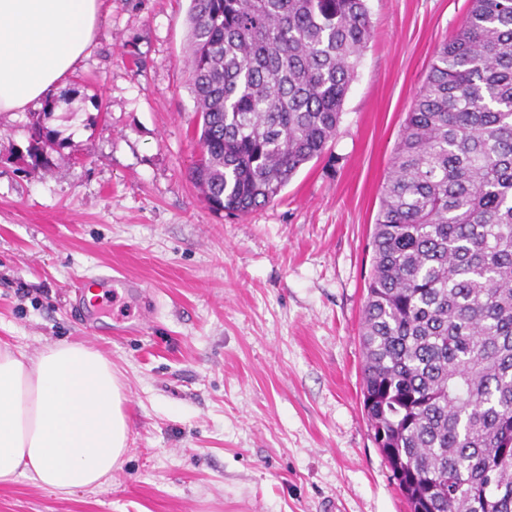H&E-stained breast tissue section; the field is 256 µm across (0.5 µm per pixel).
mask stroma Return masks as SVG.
I'll return each mask as SVG.
<instances>
[{
  "label": "stroma",
  "mask_w": 512,
  "mask_h": 512,
  "mask_svg": "<svg viewBox=\"0 0 512 512\" xmlns=\"http://www.w3.org/2000/svg\"><path fill=\"white\" fill-rule=\"evenodd\" d=\"M190 0H101L88 55L26 155L0 113V340L81 341L125 384L129 450L104 487L19 479L0 512H410L362 404L361 326L381 187L435 49L471 0H367L372 36L338 133L269 205L212 212L189 171ZM104 271L141 281L77 302ZM52 113L40 112L33 122L34 135L30 137L34 139L28 154L34 160V166L48 167L51 153L56 152L65 143L60 139L59 131L46 125L45 121L52 116Z\"/></svg>",
  "instance_id": "1"
}]
</instances>
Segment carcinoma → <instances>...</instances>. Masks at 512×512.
Returning a JSON list of instances; mask_svg holds the SVG:
<instances>
[{"instance_id":"cac0c4a2","label":"carcinoma","mask_w":512,"mask_h":512,"mask_svg":"<svg viewBox=\"0 0 512 512\" xmlns=\"http://www.w3.org/2000/svg\"><path fill=\"white\" fill-rule=\"evenodd\" d=\"M210 208L273 202L338 132L366 0H190ZM36 115L29 157L64 145ZM363 408L412 512H512V0H472L402 126L371 235Z\"/></svg>"}]
</instances>
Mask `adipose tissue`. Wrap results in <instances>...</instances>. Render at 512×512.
Returning a JSON list of instances; mask_svg holds the SVG:
<instances>
[{
  "label": "adipose tissue",
  "instance_id": "ef3b65f1",
  "mask_svg": "<svg viewBox=\"0 0 512 512\" xmlns=\"http://www.w3.org/2000/svg\"><path fill=\"white\" fill-rule=\"evenodd\" d=\"M100 0H0V112L64 87L93 43ZM123 383L81 342L26 356L0 342V485L97 489L128 449Z\"/></svg>",
  "mask_w": 512,
  "mask_h": 512
}]
</instances>
